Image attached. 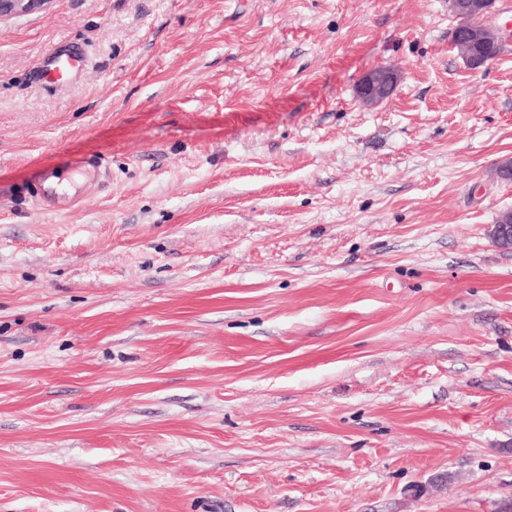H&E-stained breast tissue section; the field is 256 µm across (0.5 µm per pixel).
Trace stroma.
I'll list each match as a JSON object with an SVG mask.
<instances>
[{"mask_svg":"<svg viewBox=\"0 0 512 512\" xmlns=\"http://www.w3.org/2000/svg\"><path fill=\"white\" fill-rule=\"evenodd\" d=\"M488 22L475 73L448 0L0 18V512H498L512 0ZM59 41L85 66L42 84ZM397 81V75L390 70H371L364 75L360 82V96L366 103H377L394 91ZM492 239L502 249L512 250V211L504 212L491 230Z\"/></svg>","mask_w":512,"mask_h":512,"instance_id":"1","label":"stroma"}]
</instances>
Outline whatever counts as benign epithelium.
<instances>
[{"instance_id":"benign-epithelium-1","label":"benign epithelium","mask_w":512,"mask_h":512,"mask_svg":"<svg viewBox=\"0 0 512 512\" xmlns=\"http://www.w3.org/2000/svg\"><path fill=\"white\" fill-rule=\"evenodd\" d=\"M50 0H0V18L40 10ZM495 0H461L456 11L459 23L453 29V45L468 68L480 71L491 58L483 51L500 43L499 36L485 23ZM398 77L387 69H374L362 78L360 96L367 103H377L395 89ZM492 239L502 249L512 250V211L503 213L491 230Z\"/></svg>"}]
</instances>
